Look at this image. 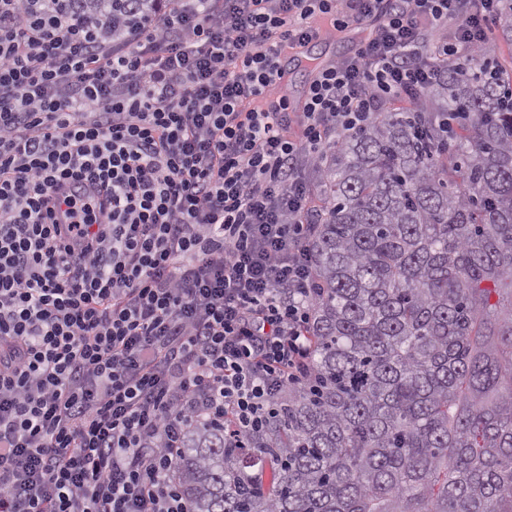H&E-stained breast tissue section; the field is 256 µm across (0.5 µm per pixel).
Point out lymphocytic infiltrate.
Segmentation results:
<instances>
[{
    "instance_id": "lymphocytic-infiltrate-1",
    "label": "lymphocytic infiltrate",
    "mask_w": 512,
    "mask_h": 512,
    "mask_svg": "<svg viewBox=\"0 0 512 512\" xmlns=\"http://www.w3.org/2000/svg\"><path fill=\"white\" fill-rule=\"evenodd\" d=\"M119 36L0 0V512H192L185 432L254 430L311 375L305 170L502 0H164ZM370 23L290 111L282 55ZM73 183L61 193L63 183Z\"/></svg>"
}]
</instances>
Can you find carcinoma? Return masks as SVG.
Returning <instances> with one entry per match:
<instances>
[{"label":"carcinoma","instance_id":"1","mask_svg":"<svg viewBox=\"0 0 512 512\" xmlns=\"http://www.w3.org/2000/svg\"><path fill=\"white\" fill-rule=\"evenodd\" d=\"M320 178L313 373L244 448L190 428L175 479L194 512H512V73L439 65Z\"/></svg>","mask_w":512,"mask_h":512}]
</instances>
